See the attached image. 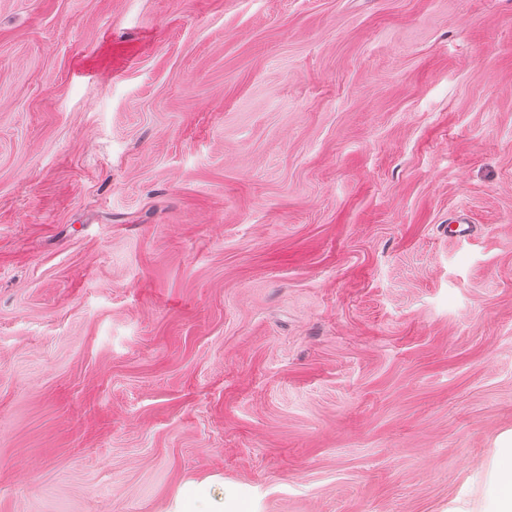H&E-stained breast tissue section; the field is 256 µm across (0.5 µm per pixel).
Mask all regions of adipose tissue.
<instances>
[{
    "label": "adipose tissue",
    "instance_id": "ef3b65f1",
    "mask_svg": "<svg viewBox=\"0 0 512 512\" xmlns=\"http://www.w3.org/2000/svg\"><path fill=\"white\" fill-rule=\"evenodd\" d=\"M448 512H512V437L496 448L481 498H456Z\"/></svg>",
    "mask_w": 512,
    "mask_h": 512
}]
</instances>
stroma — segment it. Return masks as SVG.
<instances>
[{
	"label": "stroma",
	"mask_w": 512,
	"mask_h": 512,
	"mask_svg": "<svg viewBox=\"0 0 512 512\" xmlns=\"http://www.w3.org/2000/svg\"><path fill=\"white\" fill-rule=\"evenodd\" d=\"M511 432L512 0H0V512H448ZM215 480V477H209L187 481L179 491L172 512H231L228 508L224 510V501L215 502L211 499L210 486Z\"/></svg>",
	"instance_id": "stroma-1"
}]
</instances>
